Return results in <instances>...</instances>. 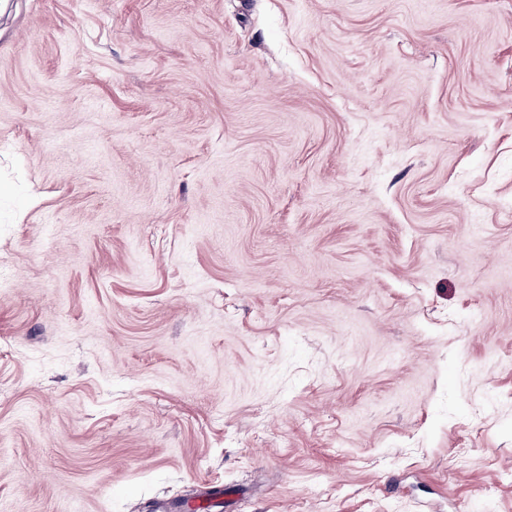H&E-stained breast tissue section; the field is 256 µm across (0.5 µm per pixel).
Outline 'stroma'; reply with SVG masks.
Segmentation results:
<instances>
[{"label": "stroma", "instance_id": "obj_1", "mask_svg": "<svg viewBox=\"0 0 512 512\" xmlns=\"http://www.w3.org/2000/svg\"><path fill=\"white\" fill-rule=\"evenodd\" d=\"M512 512V0H0V512Z\"/></svg>", "mask_w": 512, "mask_h": 512}]
</instances>
